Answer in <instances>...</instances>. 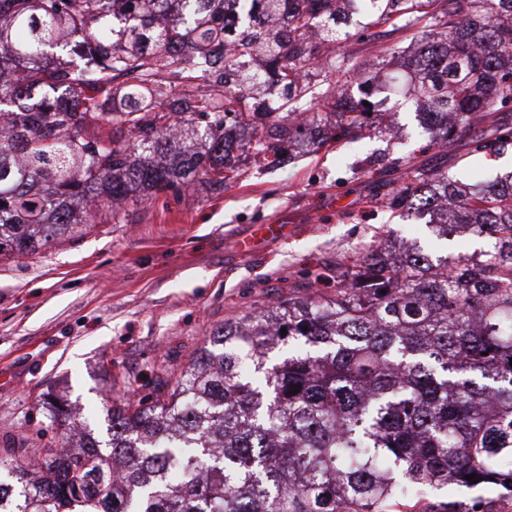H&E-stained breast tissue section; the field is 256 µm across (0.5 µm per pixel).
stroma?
Masks as SVG:
<instances>
[{"mask_svg":"<svg viewBox=\"0 0 512 512\" xmlns=\"http://www.w3.org/2000/svg\"><path fill=\"white\" fill-rule=\"evenodd\" d=\"M411 29H368L339 50L345 67L402 71ZM394 132L364 123L349 141L326 140L335 117L310 114L297 159L275 171L241 158L224 186L198 184L156 201L129 195L121 223L97 224L23 258L0 256V451L55 444L48 395L68 400L99 438L108 400L172 388L214 330L288 297L336 291V267L378 239L420 242L436 256H470L490 242L467 234L431 241L428 215L379 204L407 167L463 183L512 172V146L468 155L465 142L430 147L413 102L394 93ZM281 235L238 250L259 225Z\"/></svg>","mask_w":512,"mask_h":512,"instance_id":"35a3bbf8","label":"stroma"}]
</instances>
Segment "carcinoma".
Wrapping results in <instances>:
<instances>
[{"instance_id":"cac0c4a2","label":"carcinoma","mask_w":512,"mask_h":512,"mask_svg":"<svg viewBox=\"0 0 512 512\" xmlns=\"http://www.w3.org/2000/svg\"><path fill=\"white\" fill-rule=\"evenodd\" d=\"M224 2L0 0V256L96 223L77 208L97 195L110 216L131 187L156 200L224 184L237 151L280 162L300 127L258 132L264 73L276 112L319 108L343 136L368 112L390 128L377 72L337 66L338 20L355 15L440 30L405 82L434 140L451 149L481 124L470 153L512 145V0H245L239 19ZM255 59L264 73L245 70ZM336 75L363 96L336 106ZM382 204L441 208L435 237L493 251L370 249L336 269V294L226 323L171 390L113 402L104 442L52 400L57 444L0 456V512H479L432 493L512 497V175L466 190L412 167ZM370 272L381 283L361 286ZM482 498L485 501L488 502L489 507L493 512H496L493 510V505L496 504L498 501L509 498L506 496H499L496 489H494L490 485H483L474 489H467L465 487H458L456 488L454 492L453 499L469 503L473 499Z\"/></svg>"}]
</instances>
